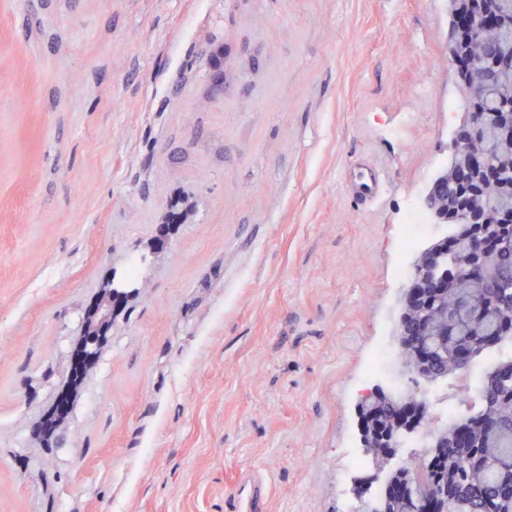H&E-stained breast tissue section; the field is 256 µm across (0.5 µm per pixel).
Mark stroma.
I'll return each instance as SVG.
<instances>
[{
	"label": "stroma",
	"instance_id": "1",
	"mask_svg": "<svg viewBox=\"0 0 512 512\" xmlns=\"http://www.w3.org/2000/svg\"><path fill=\"white\" fill-rule=\"evenodd\" d=\"M448 28V0H0V512H231L246 469L262 512H344L384 484L344 463L402 216L462 118ZM109 281L131 299L41 445ZM344 179L347 193L353 199L365 202L380 196L385 174L377 165L359 161L347 168Z\"/></svg>",
	"mask_w": 512,
	"mask_h": 512
}]
</instances>
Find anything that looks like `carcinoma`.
I'll use <instances>...</instances> for the list:
<instances>
[{
    "label": "carcinoma",
    "mask_w": 512,
    "mask_h": 512,
    "mask_svg": "<svg viewBox=\"0 0 512 512\" xmlns=\"http://www.w3.org/2000/svg\"><path fill=\"white\" fill-rule=\"evenodd\" d=\"M472 12L494 21L483 42L475 43L470 33L463 34L453 25L448 42L467 67L457 75L460 85L475 76L488 79L482 94L464 97L463 111L474 117L467 136L493 166L495 183L489 185L485 179L468 187L458 183L454 171L466 156L467 146L449 150L442 172L448 176L443 196L448 200L446 220L451 231L435 242L438 263L411 274L406 294L423 278L449 268L457 275L455 290L446 299H431L422 309L424 335H408L414 320L408 319L406 304L398 325L404 368L428 381L460 371L454 353L461 346H469L479 357L512 342V295H502L497 305L488 301L492 287L512 283V250L487 255L469 250V242L479 233L498 240L512 230V125L507 120V113H512V0H473ZM488 213L493 214L494 223L477 228ZM405 404L404 395L377 386L359 408L365 444L383 445L395 453L406 437L415 433L425 436L426 446L416 456L415 467L403 464L396 468V482L409 487L405 502L397 504L398 512H432L436 507L428 490L448 468L447 458L430 453L437 444L462 456L451 474L450 495L442 502L447 512H512V497L498 492L501 484L512 483V386L501 382L499 368L487 375L480 405L459 420L437 423L429 430L427 415L424 422L399 429L380 421ZM390 496V487L383 486L365 502L366 512H391Z\"/></svg>",
    "instance_id": "carcinoma-1"
}]
</instances>
